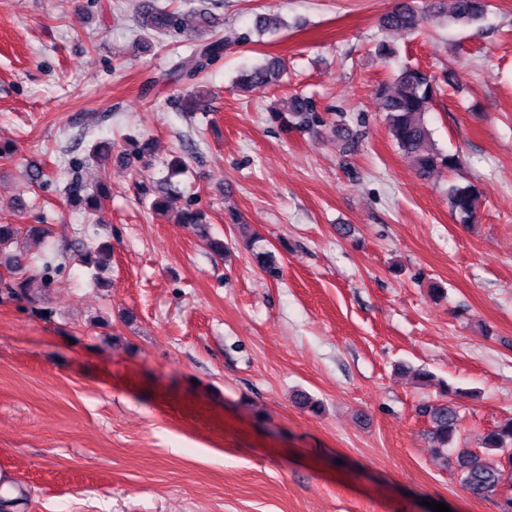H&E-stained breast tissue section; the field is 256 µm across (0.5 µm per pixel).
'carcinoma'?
<instances>
[{
    "instance_id": "obj_1",
    "label": "carcinoma",
    "mask_w": 512,
    "mask_h": 512,
    "mask_svg": "<svg viewBox=\"0 0 512 512\" xmlns=\"http://www.w3.org/2000/svg\"><path fill=\"white\" fill-rule=\"evenodd\" d=\"M488 7V0H451L450 19L455 24L472 25L484 17ZM136 12L139 27L144 33L181 31L193 34L195 44L191 53L179 58L173 69L174 76L179 80L194 79L224 53V41L213 33L215 14L207 8L180 13L159 8L150 0H141L136 5ZM427 12L426 6L420 8L400 2L381 17L380 28L385 32H415L421 27ZM285 69V62L281 58L271 57L242 73L239 83L248 90L275 84L282 78ZM436 89L434 75L416 66L402 68L394 87L381 84L377 88L393 141L399 150L412 158L417 172L422 175L453 171L460 165L459 155L430 147L432 132L426 116ZM269 117L297 131L327 127L338 137L347 131L344 113L326 116L318 111L313 98L304 95L290 96L286 109L271 112ZM150 152L149 140H136L132 148L123 150L115 157L132 166L146 161ZM66 189L70 201L87 208L92 216L101 212L104 201L112 195L110 189L101 187L86 196L84 186L78 179L71 181ZM479 195L480 191L473 184L450 188L448 201L460 223L472 224L476 221ZM22 233L42 236L46 229L40 225H29L22 231L13 224H0V245L17 239ZM38 280L43 282L45 277L31 275L21 279L14 283L13 293L33 298L32 287ZM443 393L446 399L419 408L420 414L431 423L432 453L457 473L461 486L472 497L489 499L495 496L499 512H512V419L486 432L482 439V453L467 449L457 452L454 441L460 432L461 418L455 402L449 397L458 395L459 389L446 383Z\"/></svg>"
}]
</instances>
